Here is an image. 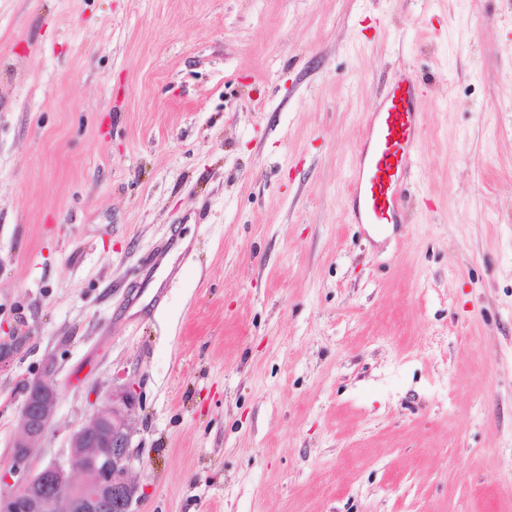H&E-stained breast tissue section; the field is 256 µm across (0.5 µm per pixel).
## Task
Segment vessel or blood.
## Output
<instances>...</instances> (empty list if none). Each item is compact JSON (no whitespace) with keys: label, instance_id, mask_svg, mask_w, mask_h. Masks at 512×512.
I'll return each instance as SVG.
<instances>
[{"label":"vessel or blood","instance_id":"b4317fda","mask_svg":"<svg viewBox=\"0 0 512 512\" xmlns=\"http://www.w3.org/2000/svg\"><path fill=\"white\" fill-rule=\"evenodd\" d=\"M419 84L395 78L371 113L349 188L360 224L396 223L404 202L403 180L414 165L421 129Z\"/></svg>","mask_w":512,"mask_h":512}]
</instances>
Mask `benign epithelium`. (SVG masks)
Here are the masks:
<instances>
[{
	"label": "benign epithelium",
	"instance_id": "benign-epithelium-1",
	"mask_svg": "<svg viewBox=\"0 0 512 512\" xmlns=\"http://www.w3.org/2000/svg\"><path fill=\"white\" fill-rule=\"evenodd\" d=\"M59 399L53 367L28 382L12 441L0 470V512H132L140 499L131 480L134 460L129 416L137 397L127 386L112 389L109 403L70 434L69 454L37 462Z\"/></svg>",
	"mask_w": 512,
	"mask_h": 512
}]
</instances>
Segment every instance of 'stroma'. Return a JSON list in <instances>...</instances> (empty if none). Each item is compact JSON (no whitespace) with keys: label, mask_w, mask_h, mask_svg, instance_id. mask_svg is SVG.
Returning <instances> with one entry per match:
<instances>
[{"label":"stroma","mask_w":512,"mask_h":512,"mask_svg":"<svg viewBox=\"0 0 512 512\" xmlns=\"http://www.w3.org/2000/svg\"><path fill=\"white\" fill-rule=\"evenodd\" d=\"M48 364L47 460L136 393L134 512H512V0H0V459ZM419 84L395 78L371 113L349 188L358 224H395L403 206L404 175L414 165L421 129Z\"/></svg>","instance_id":"stroma-1"}]
</instances>
